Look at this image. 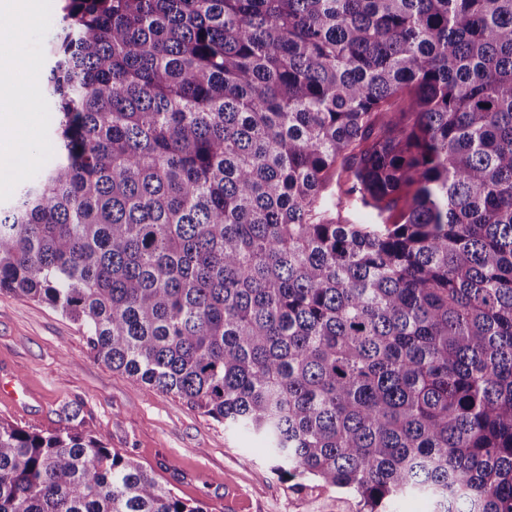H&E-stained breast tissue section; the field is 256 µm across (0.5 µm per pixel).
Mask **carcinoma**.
<instances>
[{"instance_id":"cac0c4a2","label":"carcinoma","mask_w":512,"mask_h":512,"mask_svg":"<svg viewBox=\"0 0 512 512\" xmlns=\"http://www.w3.org/2000/svg\"><path fill=\"white\" fill-rule=\"evenodd\" d=\"M0 293L295 492L512 512V0H64ZM0 512H208L0 418Z\"/></svg>"}]
</instances>
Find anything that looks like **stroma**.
<instances>
[{"label": "stroma", "instance_id": "1", "mask_svg": "<svg viewBox=\"0 0 512 512\" xmlns=\"http://www.w3.org/2000/svg\"><path fill=\"white\" fill-rule=\"evenodd\" d=\"M35 25L12 52L38 70L24 84L36 142L33 157L16 172L0 171V204L9 203L18 184L53 159L54 114L40 100L45 48L53 39L63 0H37ZM24 384L25 404L0 398V418L35 430L76 424L106 446L152 469L179 496L205 504L209 512H336L313 493L289 490L273 469L261 437L223 426L179 398L136 382L95 361L86 338L69 319L47 306L0 294V368Z\"/></svg>", "mask_w": 512, "mask_h": 512}]
</instances>
